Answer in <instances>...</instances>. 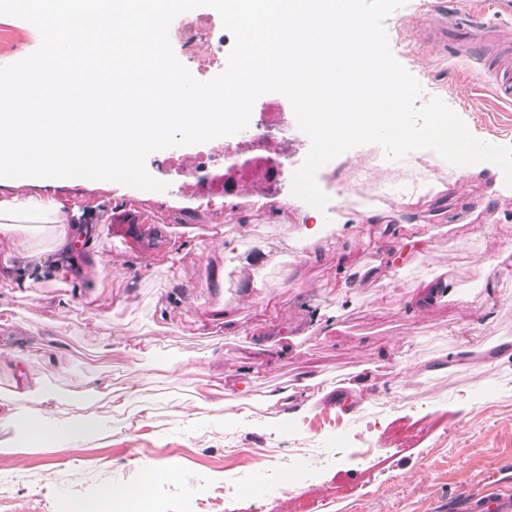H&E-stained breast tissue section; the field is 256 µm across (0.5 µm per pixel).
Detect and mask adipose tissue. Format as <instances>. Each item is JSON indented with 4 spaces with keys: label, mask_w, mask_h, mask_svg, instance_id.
I'll return each mask as SVG.
<instances>
[{
    "label": "adipose tissue",
    "mask_w": 512,
    "mask_h": 512,
    "mask_svg": "<svg viewBox=\"0 0 512 512\" xmlns=\"http://www.w3.org/2000/svg\"><path fill=\"white\" fill-rule=\"evenodd\" d=\"M82 222L79 208H64L52 196L0 199L1 236L12 237L33 229L37 224H50L56 229L53 237V249L57 253L55 263H47L40 249L28 250L22 265L14 273V286L26 287L51 276L69 273L71 241L79 235ZM92 390L97 396L108 399L114 412L121 413L129 406H136L137 416L128 421V429L136 431L150 425L152 407L141 401L142 380L137 370H130L121 389H113L110 378L98 377ZM30 394L29 383L23 381L17 385L11 397L0 399V426L13 428L28 447L59 444L75 447L98 435L100 424L96 418L85 417L62 425L48 414L30 411L26 406ZM176 477L174 467L145 465L141 468L139 485L127 487L110 484L101 487L93 496L72 501L69 512H117L119 507L129 504L139 507L154 491Z\"/></svg>",
    "instance_id": "1"
}]
</instances>
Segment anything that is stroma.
Listing matches in <instances>:
<instances>
[{
    "label": "stroma",
    "instance_id": "35a3bbf8",
    "mask_svg": "<svg viewBox=\"0 0 512 512\" xmlns=\"http://www.w3.org/2000/svg\"><path fill=\"white\" fill-rule=\"evenodd\" d=\"M466 0H407L387 17L390 49L421 86L419 104L441 99L475 138L512 147V104L496 101L485 73L469 67L467 49L448 37V56L424 40L438 12L458 11ZM14 39L0 50V67L28 57L40 45L30 22L0 15V31ZM198 145L150 153L148 173L161 191L121 183L108 188L72 177L54 186H19L0 180V197L51 195L79 207L86 233L70 258L83 274L0 295L18 312L0 324V350L27 356L33 378L31 409L43 410L42 393H53L64 418L93 413L103 420L94 441L9 451L15 434L0 429V512H66L70 500L104 484L133 485L141 465L176 464L175 483L161 487L153 512H197L198 505L229 483L257 486V495L234 496L224 512H444L458 494L512 495V276L493 286L480 264L512 251V188L492 163L458 176L455 165L431 154L408 153L390 162L375 143L352 148L323 165L315 182L324 209L297 197L291 184L240 192L236 199H208L195 183L167 165L170 156H191ZM401 189L438 184L442 190L415 201L381 195L376 185ZM338 218L339 235L326 246L308 245L304 230L321 213ZM145 221L147 244L160 245L150 259L113 235L116 224ZM438 227L429 243H405ZM176 261H169V254ZM394 259L395 275L366 276L382 254ZM351 292L337 299V283ZM446 281L447 293L419 305L412 291L427 279ZM102 293L88 296L94 285ZM69 303H62V295ZM340 306L336 329L299 336V327L320 308ZM262 329L265 341L243 344L224 325ZM157 342L160 358L103 350L100 339L114 322ZM470 347L464 366L446 368L450 350ZM68 357L67 371L51 362L53 350ZM138 368L145 396L154 403L151 426L127 429L93 394L90 378L108 375L121 387ZM258 369L255 384L241 373ZM317 377L332 387L306 403L300 383ZM359 384L358 393L343 387ZM220 405L224 390L243 391L250 416L231 427L206 420V409L181 417L200 387ZM291 390L292 416L285 432L271 430L283 409L264 401L267 391ZM360 432L372 454L362 459L352 438ZM324 448L329 461L300 473L294 490L267 475L298 439Z\"/></svg>",
    "mask_w": 512,
    "mask_h": 512
}]
</instances>
